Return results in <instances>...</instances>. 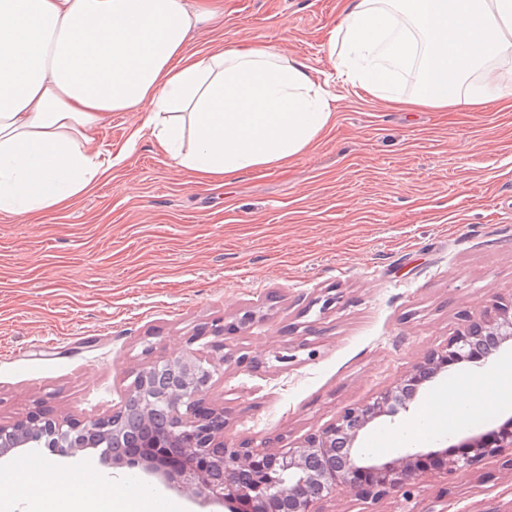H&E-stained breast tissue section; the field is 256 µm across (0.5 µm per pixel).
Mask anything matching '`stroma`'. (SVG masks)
<instances>
[{"mask_svg":"<svg viewBox=\"0 0 512 512\" xmlns=\"http://www.w3.org/2000/svg\"><path fill=\"white\" fill-rule=\"evenodd\" d=\"M336 0H224L192 48L276 41L330 73ZM336 123L318 146L221 187L196 185L169 164L140 123L120 112L100 129L121 163L68 209L38 223L0 213V421L47 402L84 419L111 412L153 343L185 347L202 324L260 314L236 335L254 361L226 366L209 401L234 442L259 445L321 431L365 404L430 351L444 347L495 299L512 298V111L404 112L333 85ZM336 295L330 310L315 302ZM293 344L279 363L273 349ZM411 414L383 417L361 436L384 457L438 450L468 425L397 441ZM37 464L125 480L157 507L225 512L139 469L104 467L93 450ZM454 494H447V486ZM324 512H512V475L488 457L455 478L425 475L376 503L347 493Z\"/></svg>","mask_w":512,"mask_h":512,"instance_id":"obj_1","label":"stroma"}]
</instances>
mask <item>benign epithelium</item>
Masks as SVG:
<instances>
[{"label": "benign epithelium", "mask_w": 512, "mask_h": 512, "mask_svg": "<svg viewBox=\"0 0 512 512\" xmlns=\"http://www.w3.org/2000/svg\"><path fill=\"white\" fill-rule=\"evenodd\" d=\"M200 340L201 349L190 348ZM511 342L512 301L500 302L450 337L445 349L415 362L373 401L342 410L321 431L296 442L247 446L226 436L224 408L207 406L214 376L233 362L251 361L241 349L229 348L224 323L215 321L197 329L181 352L158 355L156 346H146L148 361L110 414L78 420L40 409L0 423V459L31 448H46L61 457L112 448V456L99 455L100 463L139 468L168 487L219 504L227 512H322L321 504L341 492L378 501L418 480L430 457L446 456L444 469L454 475L486 456L512 450V414L495 428L461 439L456 447L471 449L469 454L450 455L444 448L406 451L383 460L356 446L374 420L409 411L423 383L458 363L481 368ZM132 404L137 405L143 430L136 457L122 450L124 413Z\"/></svg>", "instance_id": "7a95c632"}]
</instances>
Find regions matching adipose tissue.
<instances>
[{"label": "adipose tissue", "mask_w": 512, "mask_h": 512, "mask_svg": "<svg viewBox=\"0 0 512 512\" xmlns=\"http://www.w3.org/2000/svg\"><path fill=\"white\" fill-rule=\"evenodd\" d=\"M222 0H0V212L62 209L113 166L96 134L138 112L170 163L208 184L271 169L308 152L334 121L335 94L304 59L271 41L190 45ZM328 52L336 79L416 109L483 108L512 86V0H343ZM415 71L411 94L400 89ZM471 394L438 391L406 430ZM72 471L33 467L26 493L0 486V512H71ZM125 481L88 486L83 512H153Z\"/></svg>", "instance_id": "adipose-tissue-1"}]
</instances>
